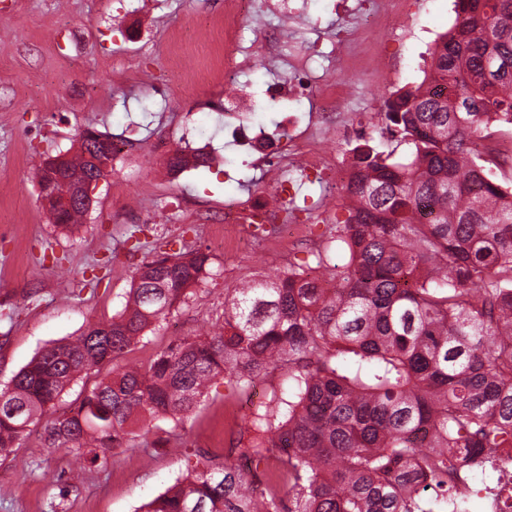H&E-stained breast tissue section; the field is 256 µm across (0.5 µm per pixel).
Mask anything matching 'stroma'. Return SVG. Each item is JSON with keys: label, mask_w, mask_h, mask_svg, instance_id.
<instances>
[{"label": "stroma", "mask_w": 512, "mask_h": 512, "mask_svg": "<svg viewBox=\"0 0 512 512\" xmlns=\"http://www.w3.org/2000/svg\"><path fill=\"white\" fill-rule=\"evenodd\" d=\"M0 17V385L10 381L44 347L111 321L120 312L142 261L182 252L209 257L203 279L187 299L155 325L116 366L149 365L174 340L222 325L224 291L270 267H313L316 249L281 243L277 249L221 252L211 246L212 227L181 218L173 203L201 202L216 219L224 200L249 191L268 200L276 187L254 158L232 146L224 126V0H10ZM342 0H305L295 26L299 38H357L355 19ZM453 0H403L384 14L366 38L373 56L387 65L378 72H351L334 61L320 66L337 83L349 84L342 103L362 126L358 138L380 152L405 159L396 145L375 89L414 88L430 63L427 48L412 33L425 26L448 29ZM209 18L207 48L170 67L171 48L191 49L188 28ZM180 81L187 95L172 110L159 88ZM86 129L112 139L137 140L139 154L127 166L134 188L123 191L110 173L94 194L91 210L73 231L51 224L39 202L37 170L45 155H74ZM201 142L229 159L226 168L201 167L191 179L170 181L167 155ZM337 171L322 190L329 197L330 223L306 225L317 247H325L349 216L345 195L333 193L339 168L350 165L352 143L329 140ZM288 374L275 369L243 389L217 377L197 407L179 421H152L147 436L117 451L103 466L86 468L66 490L47 477L70 471L75 455L54 448L44 423L31 425L18 460L0 461V512H136L181 476L189 458L203 454L223 463L238 434L226 427L227 410L255 413L257 402L286 392Z\"/></svg>", "instance_id": "1"}]
</instances>
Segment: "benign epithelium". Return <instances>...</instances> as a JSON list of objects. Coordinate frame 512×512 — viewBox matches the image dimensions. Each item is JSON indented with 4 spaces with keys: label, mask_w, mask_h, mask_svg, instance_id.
Wrapping results in <instances>:
<instances>
[{
    "label": "benign epithelium",
    "mask_w": 512,
    "mask_h": 512,
    "mask_svg": "<svg viewBox=\"0 0 512 512\" xmlns=\"http://www.w3.org/2000/svg\"><path fill=\"white\" fill-rule=\"evenodd\" d=\"M83 138L95 140L96 148L92 149V153L86 155L90 166H92V171L75 178L74 198H61L55 190V179L67 170L66 157L49 156L42 161L43 179L39 185V192L45 209L55 211L69 208L75 200L83 203L87 208L92 206L94 190L107 177L112 164V140L100 137L98 133L90 129L84 131Z\"/></svg>",
    "instance_id": "obj_1"
}]
</instances>
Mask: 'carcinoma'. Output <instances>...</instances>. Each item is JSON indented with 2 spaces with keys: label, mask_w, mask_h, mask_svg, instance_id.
Masks as SVG:
<instances>
[{
  "label": "carcinoma",
  "mask_w": 512,
  "mask_h": 512,
  "mask_svg": "<svg viewBox=\"0 0 512 512\" xmlns=\"http://www.w3.org/2000/svg\"><path fill=\"white\" fill-rule=\"evenodd\" d=\"M429 70L446 90L385 102L407 161L352 149L358 181L330 279L290 269L242 281L224 293L222 331L107 373L49 421L52 444L103 466L132 426L181 420L214 378L244 388L281 368L288 396L240 425L238 455L256 466L200 455L142 512H447L448 462L512 446V191L471 145L491 123L512 130V0H457ZM85 213L50 220L70 230ZM207 262L145 264L112 322L44 348L3 385L0 460L67 386L183 302Z\"/></svg>",
  "instance_id": "1"
}]
</instances>
